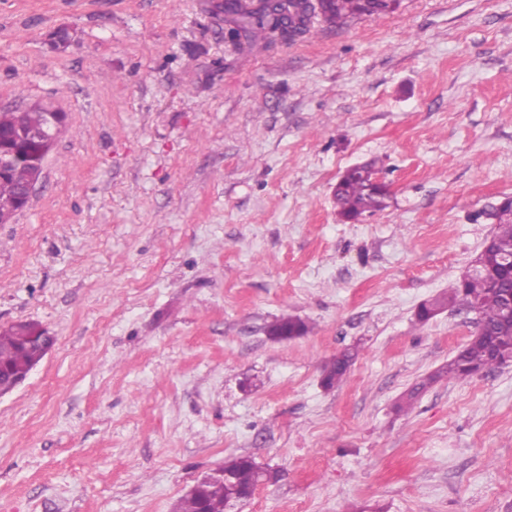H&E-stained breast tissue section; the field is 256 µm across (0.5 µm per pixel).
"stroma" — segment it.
Wrapping results in <instances>:
<instances>
[{
  "instance_id": "1",
  "label": "stroma",
  "mask_w": 512,
  "mask_h": 512,
  "mask_svg": "<svg viewBox=\"0 0 512 512\" xmlns=\"http://www.w3.org/2000/svg\"><path fill=\"white\" fill-rule=\"evenodd\" d=\"M223 2L0 0V111L66 115L0 224V331L55 338L0 397V512H174L237 456L278 474L241 512H512V365L435 379L475 323L416 320L512 196V0L274 43ZM369 161L390 205L344 220ZM309 331L308 324L296 316H283L268 327V335L276 339H288L305 335ZM354 359L351 352H342L336 355L323 369L322 382L326 387H333L347 374Z\"/></svg>"
}]
</instances>
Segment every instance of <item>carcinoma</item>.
<instances>
[{"instance_id": "carcinoma-1", "label": "carcinoma", "mask_w": 512, "mask_h": 512, "mask_svg": "<svg viewBox=\"0 0 512 512\" xmlns=\"http://www.w3.org/2000/svg\"><path fill=\"white\" fill-rule=\"evenodd\" d=\"M395 0H224V16L235 27V32L251 40L261 36L269 41L275 38L293 40L308 31L315 16L329 23L361 15H378L390 11ZM48 124V112L41 107L0 112V134L10 140L21 138ZM39 172L26 161L0 174V207L6 208L20 195ZM389 189L370 184L360 170L345 171L336 185L334 202L343 218L356 219L366 213L383 211L389 207ZM493 252L479 255L477 261L491 271L464 274L451 286L448 294L423 304L425 312L418 320L425 322L445 308H456L475 315L476 331L469 343L430 376L435 381L465 379L477 372L504 364V357L512 352V320L503 316L499 299L491 289L512 290V278L494 267L497 258L512 257V222L497 224L492 237ZM37 326L21 322L0 333V386L10 385V376L38 364L46 355V347L35 339ZM309 331L308 324L296 316H283L268 327V335L276 339L302 336ZM354 354L342 352L323 369L322 382L327 387L339 383L347 374ZM264 477L261 468L247 456H239L224 463V475L209 477L199 495L187 494L176 506V512H204L203 504L216 510L234 485L249 493Z\"/></svg>"}]
</instances>
